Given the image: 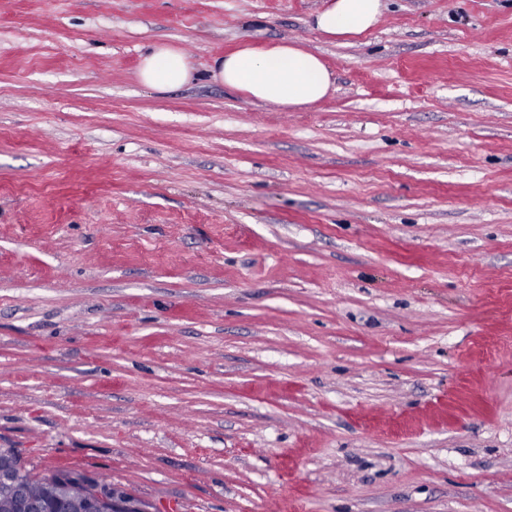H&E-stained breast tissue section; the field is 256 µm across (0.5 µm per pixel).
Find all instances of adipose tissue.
<instances>
[{
	"instance_id": "adipose-tissue-1",
	"label": "adipose tissue",
	"mask_w": 512,
	"mask_h": 512,
	"mask_svg": "<svg viewBox=\"0 0 512 512\" xmlns=\"http://www.w3.org/2000/svg\"><path fill=\"white\" fill-rule=\"evenodd\" d=\"M384 9L383 0H330L314 15L312 25L332 39L360 36L378 23ZM210 72L225 87L240 91L251 100L285 109L315 105L334 86L323 59L290 41L263 48L243 47L213 59ZM194 77L191 62L169 44L151 46L138 69L140 82L156 91L184 86Z\"/></svg>"
}]
</instances>
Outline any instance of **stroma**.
<instances>
[{"mask_svg": "<svg viewBox=\"0 0 512 512\" xmlns=\"http://www.w3.org/2000/svg\"><path fill=\"white\" fill-rule=\"evenodd\" d=\"M0 0V448L153 512H512V0ZM319 54L296 110L209 72ZM197 77L140 83L153 44ZM384 0H331L313 16V28L331 39H346L367 33L386 7Z\"/></svg>", "mask_w": 512, "mask_h": 512, "instance_id": "1", "label": "stroma"}]
</instances>
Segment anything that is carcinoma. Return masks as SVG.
Returning a JSON list of instances; mask_svg holds the SVG:
<instances>
[{
  "instance_id": "1",
  "label": "carcinoma",
  "mask_w": 512,
  "mask_h": 512,
  "mask_svg": "<svg viewBox=\"0 0 512 512\" xmlns=\"http://www.w3.org/2000/svg\"><path fill=\"white\" fill-rule=\"evenodd\" d=\"M3 454L14 470V480L0 483V512H14L11 504L25 498L39 506L43 512H81L87 487L94 479L69 471L37 475L22 463L13 448Z\"/></svg>"
}]
</instances>
